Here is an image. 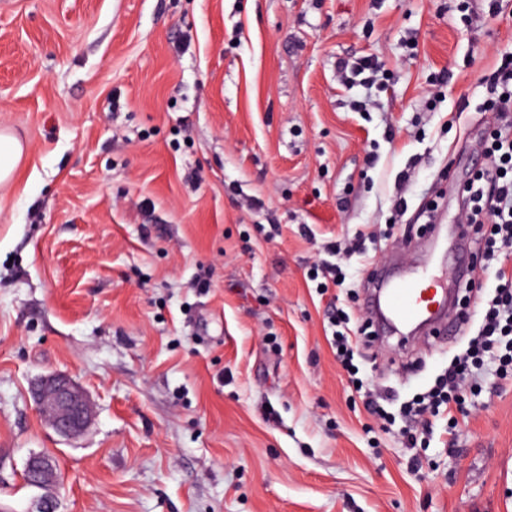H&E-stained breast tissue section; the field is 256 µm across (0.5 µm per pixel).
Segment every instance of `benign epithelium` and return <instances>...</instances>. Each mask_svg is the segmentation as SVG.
I'll list each match as a JSON object with an SVG mask.
<instances>
[{"instance_id":"7a95c632","label":"benign epithelium","mask_w":512,"mask_h":512,"mask_svg":"<svg viewBox=\"0 0 512 512\" xmlns=\"http://www.w3.org/2000/svg\"><path fill=\"white\" fill-rule=\"evenodd\" d=\"M33 397L36 409L60 436H78L92 421L85 391L65 374L51 373L41 378ZM25 473L30 485L42 491L35 503L36 512H57L59 481L54 459L43 453L33 454L27 460Z\"/></svg>"}]
</instances>
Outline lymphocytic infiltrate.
<instances>
[{
	"label": "lymphocytic infiltrate",
	"mask_w": 512,
	"mask_h": 512,
	"mask_svg": "<svg viewBox=\"0 0 512 512\" xmlns=\"http://www.w3.org/2000/svg\"><path fill=\"white\" fill-rule=\"evenodd\" d=\"M487 91L493 111L504 122L490 133L492 168L480 169L464 188L470 209L463 221L477 224L488 220L480 238L485 259L499 263L494 272L497 285L494 291L479 295L484 317L466 348L452 358L434 386L406 405L404 412L411 426L404 437L409 448L416 447L419 429L429 428L432 417L462 411L475 370L489 363L497 375L512 372V268L503 264L512 255V60L496 74Z\"/></svg>",
	"instance_id": "f902f5d3"
}]
</instances>
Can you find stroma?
Listing matches in <instances>:
<instances>
[{
  "instance_id": "stroma-1",
  "label": "stroma",
  "mask_w": 512,
  "mask_h": 512,
  "mask_svg": "<svg viewBox=\"0 0 512 512\" xmlns=\"http://www.w3.org/2000/svg\"><path fill=\"white\" fill-rule=\"evenodd\" d=\"M509 53L512 0H0V129L27 145L0 185V512H33L44 451L57 512H512V378L402 438L481 308L449 344L358 335L353 377L311 279L364 224L377 268L452 279L423 226L461 222ZM368 55L379 84L339 85ZM374 269L346 268L352 319ZM56 372L94 409L75 440L34 408ZM25 473L28 476L31 487L43 491L35 503V511L56 512L59 481L54 459L43 453L33 454L27 460ZM24 477L28 484L26 476Z\"/></svg>"
}]
</instances>
